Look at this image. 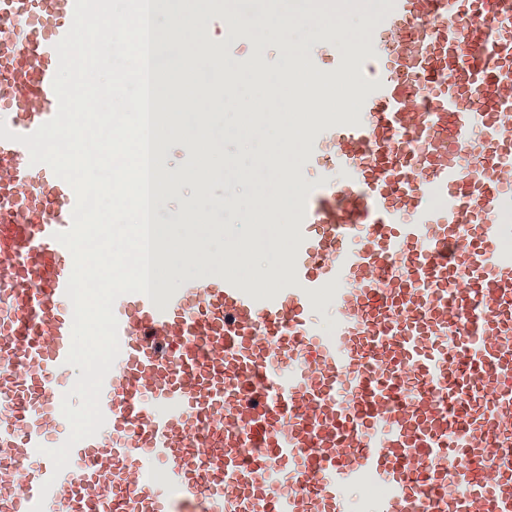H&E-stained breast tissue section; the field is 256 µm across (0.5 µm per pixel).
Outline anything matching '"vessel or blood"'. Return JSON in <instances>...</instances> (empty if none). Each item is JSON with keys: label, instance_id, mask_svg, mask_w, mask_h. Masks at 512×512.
<instances>
[{"label": "vessel or blood", "instance_id": "b4317fda", "mask_svg": "<svg viewBox=\"0 0 512 512\" xmlns=\"http://www.w3.org/2000/svg\"><path fill=\"white\" fill-rule=\"evenodd\" d=\"M73 11L0 0L15 133L57 112ZM311 64L355 106L307 130L286 278L119 297L105 425L58 475L76 194L0 140V512H512V0H384Z\"/></svg>", "mask_w": 512, "mask_h": 512}]
</instances>
